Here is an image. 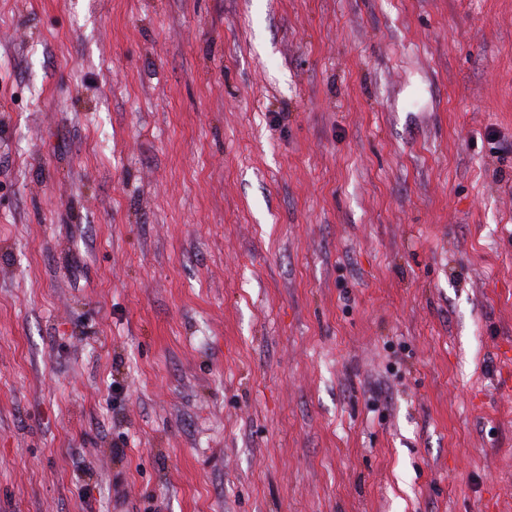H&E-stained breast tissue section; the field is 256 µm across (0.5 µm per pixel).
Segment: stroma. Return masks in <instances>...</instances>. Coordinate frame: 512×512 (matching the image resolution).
Returning <instances> with one entry per match:
<instances>
[{"instance_id": "stroma-1", "label": "stroma", "mask_w": 512, "mask_h": 512, "mask_svg": "<svg viewBox=\"0 0 512 512\" xmlns=\"http://www.w3.org/2000/svg\"><path fill=\"white\" fill-rule=\"evenodd\" d=\"M512 0H0V512H512Z\"/></svg>"}]
</instances>
